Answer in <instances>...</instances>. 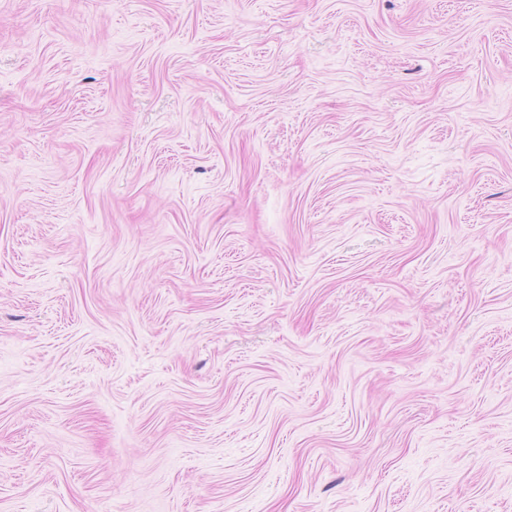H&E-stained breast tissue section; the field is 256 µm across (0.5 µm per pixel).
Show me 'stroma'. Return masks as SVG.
<instances>
[{"instance_id":"stroma-1","label":"stroma","mask_w":512,"mask_h":512,"mask_svg":"<svg viewBox=\"0 0 512 512\" xmlns=\"http://www.w3.org/2000/svg\"><path fill=\"white\" fill-rule=\"evenodd\" d=\"M0 512H512V0H0Z\"/></svg>"}]
</instances>
